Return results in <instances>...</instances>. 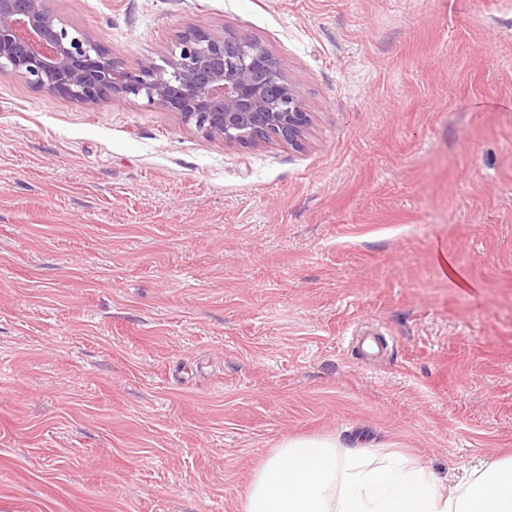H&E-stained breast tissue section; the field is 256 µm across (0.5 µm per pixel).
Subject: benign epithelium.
I'll return each instance as SVG.
<instances>
[{"label": "benign epithelium", "instance_id": "7a95c632", "mask_svg": "<svg viewBox=\"0 0 512 512\" xmlns=\"http://www.w3.org/2000/svg\"><path fill=\"white\" fill-rule=\"evenodd\" d=\"M0 69L87 105L143 98L228 146L298 147L308 124L282 60L262 41L226 29L191 28L165 65L130 70L98 39L69 31L56 0H0Z\"/></svg>", "mask_w": 512, "mask_h": 512}]
</instances>
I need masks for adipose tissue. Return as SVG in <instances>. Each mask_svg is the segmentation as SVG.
<instances>
[{
    "label": "adipose tissue",
    "mask_w": 512,
    "mask_h": 512,
    "mask_svg": "<svg viewBox=\"0 0 512 512\" xmlns=\"http://www.w3.org/2000/svg\"><path fill=\"white\" fill-rule=\"evenodd\" d=\"M336 448L332 437L282 442L255 472L243 512H512V457L442 494L418 464L365 446L343 456Z\"/></svg>",
    "instance_id": "1"
}]
</instances>
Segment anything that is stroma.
<instances>
[{"label": "stroma", "mask_w": 512, "mask_h": 512, "mask_svg": "<svg viewBox=\"0 0 512 512\" xmlns=\"http://www.w3.org/2000/svg\"><path fill=\"white\" fill-rule=\"evenodd\" d=\"M57 11L129 69L191 27L259 39L310 125L299 149L228 147L0 71V512H242L302 436L398 451L441 491L512 456L501 0Z\"/></svg>", "instance_id": "obj_1"}]
</instances>
